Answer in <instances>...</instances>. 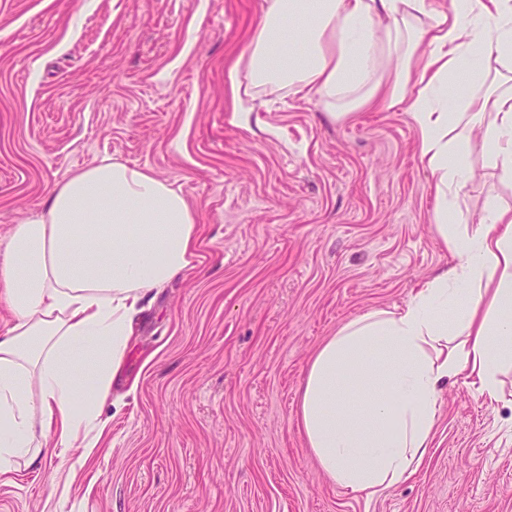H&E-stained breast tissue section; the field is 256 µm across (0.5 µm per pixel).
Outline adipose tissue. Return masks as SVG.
<instances>
[{"mask_svg":"<svg viewBox=\"0 0 512 512\" xmlns=\"http://www.w3.org/2000/svg\"><path fill=\"white\" fill-rule=\"evenodd\" d=\"M241 112L285 91L344 115L407 104L434 177L438 230L454 263L394 312L344 325L309 363L300 430L328 480L370 502L427 455L449 380L497 396L512 369V207L449 224V193L471 176L468 134L512 183V0H265L228 73ZM456 86L458 110L448 108ZM185 197L119 162L81 170L13 225L0 253V473L98 447L102 409L145 302L192 268Z\"/></svg>","mask_w":512,"mask_h":512,"instance_id":"adipose-tissue-1","label":"adipose tissue"}]
</instances>
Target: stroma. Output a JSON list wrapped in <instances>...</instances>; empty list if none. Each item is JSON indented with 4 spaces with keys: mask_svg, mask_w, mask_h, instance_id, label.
<instances>
[{
    "mask_svg": "<svg viewBox=\"0 0 512 512\" xmlns=\"http://www.w3.org/2000/svg\"><path fill=\"white\" fill-rule=\"evenodd\" d=\"M263 0H0V251L78 170H149L194 206L200 260L147 304L81 449L0 474V512H512V373L449 381L419 469L373 502L331 483L300 431L320 346L404 306L454 257L406 105L334 117L285 92L238 112L228 70ZM449 218L512 185L485 166Z\"/></svg>",
    "mask_w": 512,
    "mask_h": 512,
    "instance_id": "obj_1",
    "label": "stroma"
}]
</instances>
